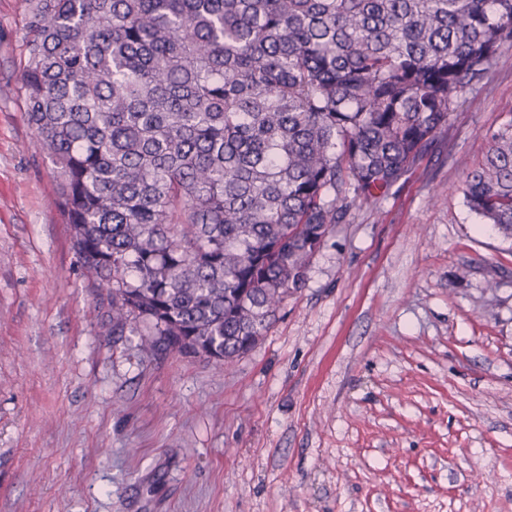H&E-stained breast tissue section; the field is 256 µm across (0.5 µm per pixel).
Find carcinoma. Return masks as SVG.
Instances as JSON below:
<instances>
[{
    "mask_svg": "<svg viewBox=\"0 0 512 512\" xmlns=\"http://www.w3.org/2000/svg\"><path fill=\"white\" fill-rule=\"evenodd\" d=\"M33 143L112 335L229 367L512 42V0H34ZM512 238V121L463 189Z\"/></svg>",
    "mask_w": 512,
    "mask_h": 512,
    "instance_id": "1",
    "label": "carcinoma"
}]
</instances>
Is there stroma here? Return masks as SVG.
Segmentation results:
<instances>
[{"label": "stroma", "mask_w": 512, "mask_h": 512, "mask_svg": "<svg viewBox=\"0 0 512 512\" xmlns=\"http://www.w3.org/2000/svg\"><path fill=\"white\" fill-rule=\"evenodd\" d=\"M30 0H0V512H512V239L468 174L512 46L231 367L112 334L25 120Z\"/></svg>", "instance_id": "obj_1"}]
</instances>
